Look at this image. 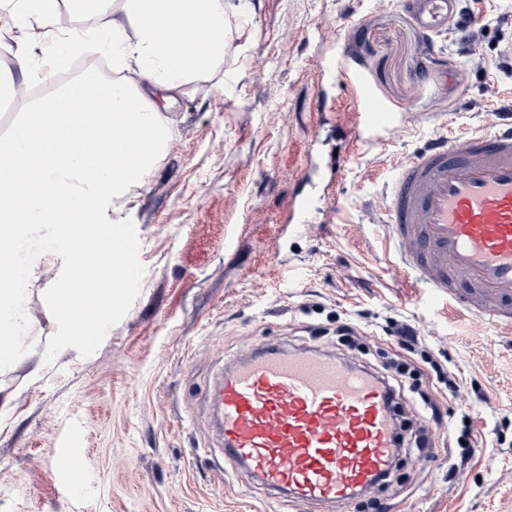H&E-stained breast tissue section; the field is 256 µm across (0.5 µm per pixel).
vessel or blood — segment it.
<instances>
[{
    "label": "vessel or blood",
    "mask_w": 512,
    "mask_h": 512,
    "mask_svg": "<svg viewBox=\"0 0 512 512\" xmlns=\"http://www.w3.org/2000/svg\"><path fill=\"white\" fill-rule=\"evenodd\" d=\"M452 0H423L429 28L452 18ZM362 130L392 132L400 120L363 94ZM306 189L288 201V228L311 223ZM386 240L432 305L469 317L474 331L512 333V113H492L467 136L443 133L399 164L383 208ZM82 226L70 237L75 280L130 287L127 234H108L87 261ZM224 455L247 483L285 508L336 507L374 488L391 470L396 434L384 385L342 358L316 349L266 344L231 365L214 387ZM66 485L84 482L83 448L63 450Z\"/></svg>",
    "instance_id": "vessel-or-blood-1"
}]
</instances>
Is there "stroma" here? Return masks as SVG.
Instances as JSON below:
<instances>
[{
  "instance_id": "35a3bbf8",
  "label": "stroma",
  "mask_w": 512,
  "mask_h": 512,
  "mask_svg": "<svg viewBox=\"0 0 512 512\" xmlns=\"http://www.w3.org/2000/svg\"><path fill=\"white\" fill-rule=\"evenodd\" d=\"M455 14V25L427 31L406 0H246L228 13L223 68L168 108L172 135L153 174L115 204L137 277L119 304L94 312L97 342L75 340L48 300L57 255L28 290L16 347L42 369L0 355V512H276L223 456L213 384L264 342L372 369L399 353L403 325L419 338L412 359L425 374L420 394L399 398V418L410 434L428 426L433 456L400 455L345 512H512V334H476L401 282L364 210L382 204L394 162L444 127L466 135L512 104L501 54L512 0H457ZM15 51L0 38V83L21 90L6 104L12 122L32 103ZM367 89L410 124L355 137ZM336 159L338 221L285 232L289 195ZM342 322L356 327L355 345L337 343ZM433 362L455 377V396L442 395ZM426 398L439 424L428 425ZM465 428L472 453L452 479L441 436ZM68 441L86 450L77 494L60 454Z\"/></svg>"
}]
</instances>
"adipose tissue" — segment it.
<instances>
[{
	"label": "adipose tissue",
	"instance_id": "ef3b65f1",
	"mask_svg": "<svg viewBox=\"0 0 512 512\" xmlns=\"http://www.w3.org/2000/svg\"><path fill=\"white\" fill-rule=\"evenodd\" d=\"M75 0L81 36L57 25L59 0H0L21 44L30 83L47 81L91 38L116 67L136 65L145 81L105 82L82 72L36 99L0 147V274L22 245L67 256L73 224L107 223L112 200L144 183L170 137L162 104L175 103L192 80L224 65V0ZM24 215L11 223L12 210Z\"/></svg>",
	"mask_w": 512,
	"mask_h": 512
}]
</instances>
